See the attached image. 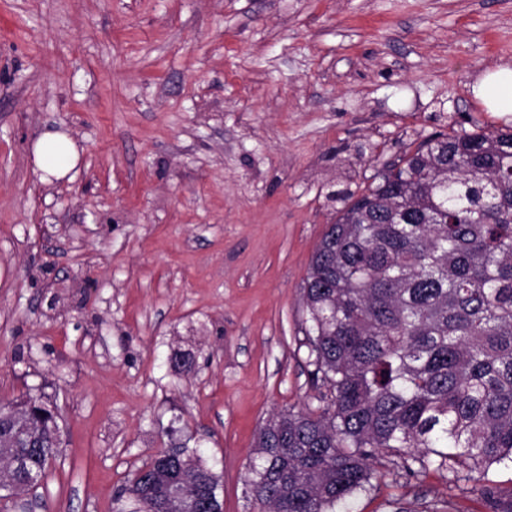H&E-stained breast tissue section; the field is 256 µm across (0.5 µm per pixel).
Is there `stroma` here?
<instances>
[{
	"instance_id": "35a3bbf8",
	"label": "stroma",
	"mask_w": 512,
	"mask_h": 512,
	"mask_svg": "<svg viewBox=\"0 0 512 512\" xmlns=\"http://www.w3.org/2000/svg\"><path fill=\"white\" fill-rule=\"evenodd\" d=\"M512 0H0V400L36 387L62 452L35 494L112 512L158 449L215 463L316 407L302 288L347 193L435 134L512 130L473 86ZM49 129L80 153L40 180ZM351 512H491L439 473Z\"/></svg>"
}]
</instances>
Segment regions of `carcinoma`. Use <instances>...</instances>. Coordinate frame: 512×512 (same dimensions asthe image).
I'll use <instances>...</instances> for the list:
<instances>
[{
    "label": "carcinoma",
    "mask_w": 512,
    "mask_h": 512,
    "mask_svg": "<svg viewBox=\"0 0 512 512\" xmlns=\"http://www.w3.org/2000/svg\"><path fill=\"white\" fill-rule=\"evenodd\" d=\"M302 292L327 405L261 426L247 481L264 512H341L395 475L372 467L382 451L493 512L512 501L483 484L512 463L511 132L433 135L377 170L345 197ZM58 419L30 390L0 401V510L25 507L61 453ZM220 485L197 449L166 448L127 478L113 512H221Z\"/></svg>",
    "instance_id": "1"
}]
</instances>
